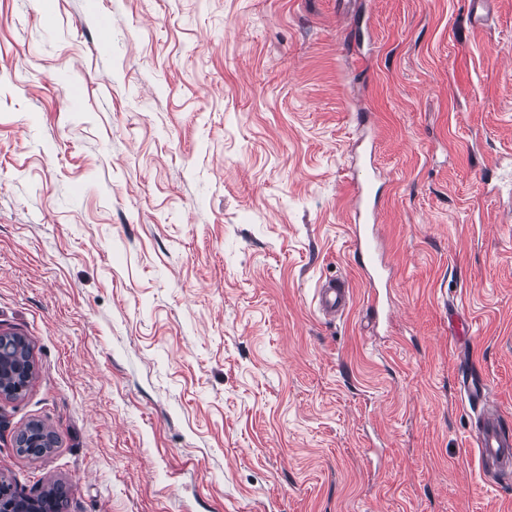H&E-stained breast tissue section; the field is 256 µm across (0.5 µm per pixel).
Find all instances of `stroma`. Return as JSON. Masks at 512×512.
Listing matches in <instances>:
<instances>
[{
    "instance_id": "obj_1",
    "label": "stroma",
    "mask_w": 512,
    "mask_h": 512,
    "mask_svg": "<svg viewBox=\"0 0 512 512\" xmlns=\"http://www.w3.org/2000/svg\"><path fill=\"white\" fill-rule=\"evenodd\" d=\"M467 8L0 0V333L34 363L1 480L66 512H512L462 385L512 427V0ZM362 224L354 225V235L356 239V250L358 255L361 258L360 268L362 270L363 276L368 282L370 288H373L372 291L375 292V297L373 299L374 306L378 304V299H376V292H378V287L375 283V272L378 267V258L376 256V247L373 245L371 238L368 234H366V230ZM315 300L324 317L336 318V315H343L350 305V288L344 282L327 280L317 288Z\"/></svg>"
}]
</instances>
